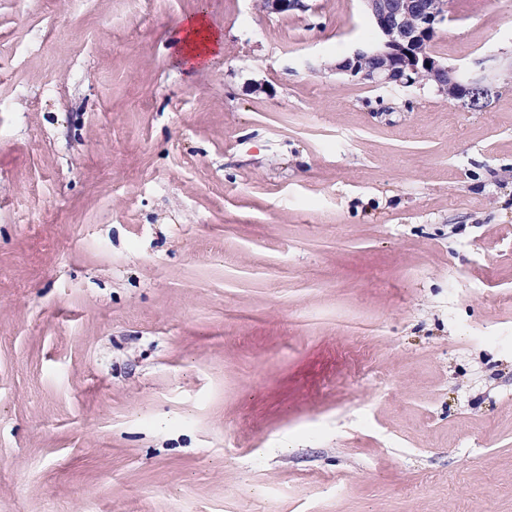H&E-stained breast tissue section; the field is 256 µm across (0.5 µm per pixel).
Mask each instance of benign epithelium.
<instances>
[{
  "label": "benign epithelium",
  "mask_w": 512,
  "mask_h": 512,
  "mask_svg": "<svg viewBox=\"0 0 512 512\" xmlns=\"http://www.w3.org/2000/svg\"><path fill=\"white\" fill-rule=\"evenodd\" d=\"M373 27L372 40L358 47L334 70L384 89L430 86L444 97L479 110L487 104L496 83L493 73L468 74L449 66L427 50L448 18V0H361ZM371 65H364L365 61Z\"/></svg>",
  "instance_id": "benign-epithelium-1"
}]
</instances>
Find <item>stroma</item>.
<instances>
[{"instance_id": "35a3bbf8", "label": "stroma", "mask_w": 512, "mask_h": 512, "mask_svg": "<svg viewBox=\"0 0 512 512\" xmlns=\"http://www.w3.org/2000/svg\"><path fill=\"white\" fill-rule=\"evenodd\" d=\"M368 35L0 0V512H512V0L430 44L479 110L330 71ZM179 32L178 60L183 66H202L223 50L224 37L212 30L202 15L188 17Z\"/></svg>"}]
</instances>
